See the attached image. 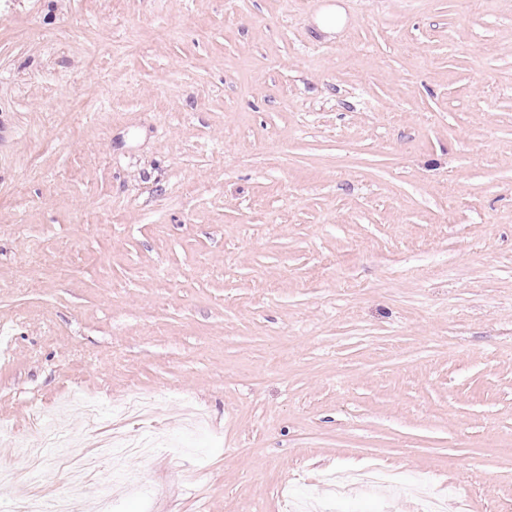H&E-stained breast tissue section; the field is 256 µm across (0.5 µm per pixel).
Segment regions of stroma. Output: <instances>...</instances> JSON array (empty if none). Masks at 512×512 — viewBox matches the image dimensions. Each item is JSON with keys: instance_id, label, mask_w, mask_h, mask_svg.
Masks as SVG:
<instances>
[{"instance_id": "35a3bbf8", "label": "stroma", "mask_w": 512, "mask_h": 512, "mask_svg": "<svg viewBox=\"0 0 512 512\" xmlns=\"http://www.w3.org/2000/svg\"><path fill=\"white\" fill-rule=\"evenodd\" d=\"M134 387L80 512H512V0H0V512ZM154 407V403L133 390L127 399L119 406L118 413L124 418H134L144 421ZM160 442L154 439V436L147 435L142 438L128 439L125 437L113 436L111 440L105 441L101 448H123L128 455H148L152 454L154 448L159 446Z\"/></svg>"}]
</instances>
